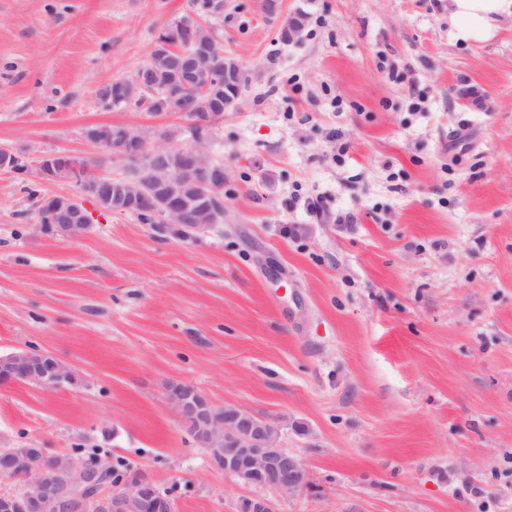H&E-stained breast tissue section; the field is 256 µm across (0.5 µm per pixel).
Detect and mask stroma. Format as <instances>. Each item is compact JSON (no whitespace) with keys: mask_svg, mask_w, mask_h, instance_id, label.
Listing matches in <instances>:
<instances>
[{"mask_svg":"<svg viewBox=\"0 0 512 512\" xmlns=\"http://www.w3.org/2000/svg\"><path fill=\"white\" fill-rule=\"evenodd\" d=\"M445 3L224 0L212 25L248 84L208 144L224 221L191 239L91 201L87 236L43 233L39 197L0 171V354L74 373L0 387V448L94 451L178 512H241L254 488L166 401L182 382L302 460L311 486L276 512H512V20L462 44ZM193 9L0 0V150L118 176L86 127L188 144L183 113L98 94ZM0 354V384L25 383L45 392L64 388L72 381V371L59 358L48 351L37 349Z\"/></svg>","mask_w":512,"mask_h":512,"instance_id":"1","label":"stroma"}]
</instances>
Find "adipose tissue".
<instances>
[{
    "label": "adipose tissue",
    "mask_w": 512,
    "mask_h": 512,
    "mask_svg": "<svg viewBox=\"0 0 512 512\" xmlns=\"http://www.w3.org/2000/svg\"><path fill=\"white\" fill-rule=\"evenodd\" d=\"M448 17L456 40H488L501 19L512 18V0H448Z\"/></svg>",
    "instance_id": "obj_1"
}]
</instances>
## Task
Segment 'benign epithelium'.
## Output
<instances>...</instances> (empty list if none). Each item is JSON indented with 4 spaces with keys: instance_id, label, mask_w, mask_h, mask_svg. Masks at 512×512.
Listing matches in <instances>:
<instances>
[{
    "instance_id": "benign-epithelium-1",
    "label": "benign epithelium",
    "mask_w": 512,
    "mask_h": 512,
    "mask_svg": "<svg viewBox=\"0 0 512 512\" xmlns=\"http://www.w3.org/2000/svg\"><path fill=\"white\" fill-rule=\"evenodd\" d=\"M188 50L176 61L178 81L169 84L161 97L165 103L182 99L184 89L200 77L210 75L217 57L219 39L201 41L184 35ZM164 55H154L138 70L136 78L144 90L153 88L154 65ZM213 120L190 122V146L149 148L136 130L112 126V138L105 142L96 129L87 128L84 138L90 144L112 152L126 172L120 177L91 175L86 164L69 152L42 156L36 177L42 182L68 181L76 193L44 196L39 210L48 219L39 228L68 239L86 236L91 218L84 198L93 199L110 213L148 212L157 228L189 225L205 231L218 222L224 211L216 204L217 193L228 180L222 166L202 165L194 149L209 141L205 126ZM73 373L48 351L32 349L26 354L0 355V384L25 383L45 392H54L71 383ZM166 399L184 426L197 428L205 439L211 462L236 483L267 489L281 497H293L310 485L309 471L294 453L278 445L276 437L256 426L253 416L239 407L217 406L191 385L176 383L167 388ZM107 462L89 465L65 453L50 454L43 448L0 450V481H17L19 490L0 494V512H126L138 503L150 512H176L174 499L161 492L148 475L139 473L121 489L101 479ZM247 512H275L270 499L255 495L244 500Z\"/></svg>"
}]
</instances>
